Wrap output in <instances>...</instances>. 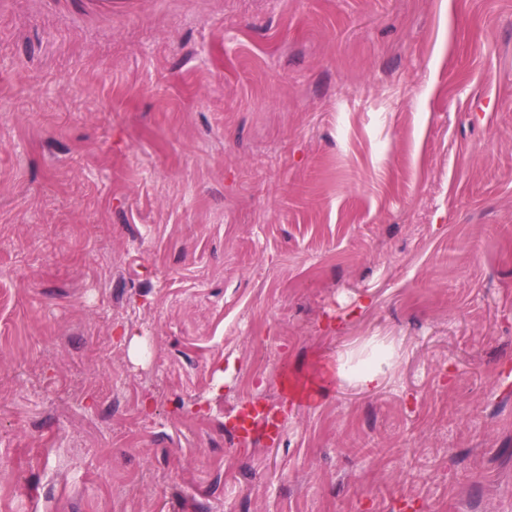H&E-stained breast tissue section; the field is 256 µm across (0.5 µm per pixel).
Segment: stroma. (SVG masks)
I'll list each match as a JSON object with an SVG mask.
<instances>
[{
  "instance_id": "stroma-1",
  "label": "stroma",
  "mask_w": 512,
  "mask_h": 512,
  "mask_svg": "<svg viewBox=\"0 0 512 512\" xmlns=\"http://www.w3.org/2000/svg\"><path fill=\"white\" fill-rule=\"evenodd\" d=\"M0 512H512V0H0ZM381 365L380 362L368 361L356 368L350 370L347 363L336 365V374L332 376L333 380L343 381L350 379L363 389L370 390L376 388L381 381Z\"/></svg>"
}]
</instances>
